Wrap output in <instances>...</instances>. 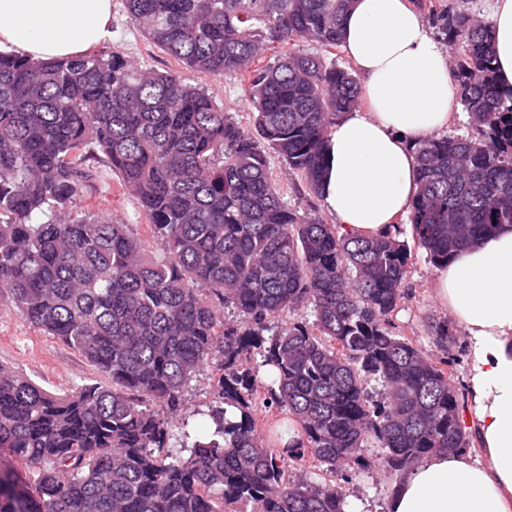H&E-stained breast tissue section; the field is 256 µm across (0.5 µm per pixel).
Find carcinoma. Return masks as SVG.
<instances>
[{"instance_id": "1", "label": "carcinoma", "mask_w": 512, "mask_h": 512, "mask_svg": "<svg viewBox=\"0 0 512 512\" xmlns=\"http://www.w3.org/2000/svg\"><path fill=\"white\" fill-rule=\"evenodd\" d=\"M123 2L187 68L247 82L253 130L120 52H0V289L108 379L56 394L0 366V512H350L324 474L404 473L465 448L449 362L394 322L410 259L401 230L342 233L299 214L273 177L276 157L320 194L329 130L360 101L353 67L326 57L351 0ZM428 16L474 130L415 145L407 223L440 266L512 225V95L497 89L490 22L434 0ZM308 41L321 52L300 50ZM269 43L282 51L260 66ZM99 154L159 256L82 205ZM425 327L456 343L448 321ZM208 368V423L193 425L186 387Z\"/></svg>"}]
</instances>
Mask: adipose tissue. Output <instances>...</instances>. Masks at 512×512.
I'll return each mask as SVG.
<instances>
[{
	"instance_id": "ef3b65f1",
	"label": "adipose tissue",
	"mask_w": 512,
	"mask_h": 512,
	"mask_svg": "<svg viewBox=\"0 0 512 512\" xmlns=\"http://www.w3.org/2000/svg\"><path fill=\"white\" fill-rule=\"evenodd\" d=\"M111 22L112 0H0V47L35 61L68 58L105 40ZM492 25L507 94L512 0H495ZM342 29L361 104L331 128L321 197L342 232L392 234L419 191L416 142L444 132L460 107L448 52L414 0H352ZM432 296L467 336L479 456L422 458L394 486L387 512H512V227L440 266Z\"/></svg>"
}]
</instances>
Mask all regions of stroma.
Masks as SVG:
<instances>
[{
  "instance_id": "35a3bbf8",
  "label": "stroma",
  "mask_w": 512,
  "mask_h": 512,
  "mask_svg": "<svg viewBox=\"0 0 512 512\" xmlns=\"http://www.w3.org/2000/svg\"><path fill=\"white\" fill-rule=\"evenodd\" d=\"M98 49L106 54L121 52L144 68L179 74L186 82L203 87L218 106L234 113L243 127H251V107L237 78L206 76L186 69L146 39L139 27L130 21L122 0H112V34L99 44ZM271 166L292 205L305 214L326 216L320 196L308 191L301 179L279 161H272ZM84 197L89 211L127 223L135 237L151 241L149 223L140 214L134 197L124 191L118 176L105 163L94 164ZM434 272L425 251L412 249L404 296L394 321L405 334L420 343L429 357L440 359L449 355L455 358V382L462 388L466 385L468 370L465 335H458L456 347L448 353L433 344L425 332L428 319L448 317L431 297ZM0 365L20 371L39 386L56 393H66L101 379L94 367L73 348L20 319L10 296L3 291L0 292ZM348 475L352 512H386L388 497L400 478L399 473L355 468L349 470Z\"/></svg>"
}]
</instances>
